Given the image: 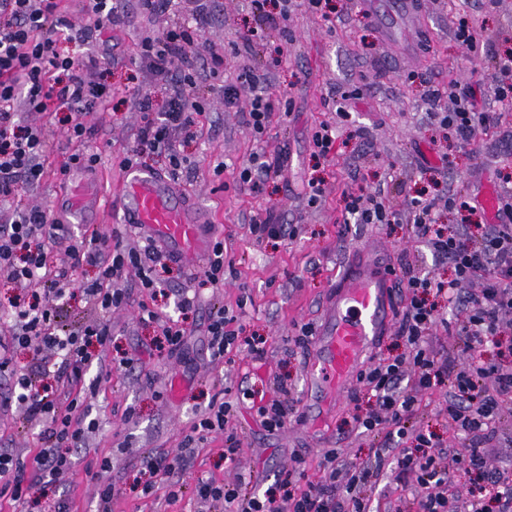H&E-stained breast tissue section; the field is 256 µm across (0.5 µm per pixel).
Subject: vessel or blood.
<instances>
[{
  "instance_id": "b4317fda",
  "label": "vessel or blood",
  "mask_w": 512,
  "mask_h": 512,
  "mask_svg": "<svg viewBox=\"0 0 512 512\" xmlns=\"http://www.w3.org/2000/svg\"><path fill=\"white\" fill-rule=\"evenodd\" d=\"M65 180L70 190L59 212L62 223H80L100 214L102 199L82 167L72 166ZM119 197L124 223L171 257L194 265L208 252L210 244L199 230L200 213L161 175L135 167L124 170ZM393 282L388 270L372 266L341 283L308 352L307 379L317 396L301 418L302 427L323 424L337 401L350 392L379 337L390 331L395 319Z\"/></svg>"
}]
</instances>
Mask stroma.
<instances>
[{"label":"stroma","instance_id":"stroma-1","mask_svg":"<svg viewBox=\"0 0 512 512\" xmlns=\"http://www.w3.org/2000/svg\"><path fill=\"white\" fill-rule=\"evenodd\" d=\"M394 31L384 32L367 12L363 0H336L329 17L297 8L289 25L295 40L284 52L260 27L249 0H212L211 18L202 33L194 94L204 111L199 117L202 135L181 148L184 158L175 186L198 211L210 218V236L224 240V285L198 288L202 267L179 262L154 266L162 290L151 296L138 287L136 276L123 280L134 300L154 303L160 313L178 317L174 289H198L200 302L187 327L199 330L213 311L225 308L234 315L239 339L263 337L266 352L256 361L233 352L223 361L210 357L206 337L188 339L189 356L157 354L149 348L150 326L137 324L133 310L114 313L112 337L96 352L108 369L92 401L91 418L97 423L88 447L76 449L75 473L37 487L25 503L0 501V512H43L54 501L65 500L69 512H100L98 487L112 484V512H196L193 489L198 478L233 480L248 474L258 489H266L279 470L288 467L292 452L317 466L324 448L338 449L349 461H367L373 453L368 440L352 433L347 420L352 403L343 400L316 433L297 424L269 434L256 422L247 405H239L232 422L241 440L236 461L224 458V437L209 435L181 473L184 496L167 502L168 479L158 476L155 493L143 497L145 476L140 459L149 453L174 452L192 423L213 397L234 401L242 381L271 386L274 376H287L291 396L305 401V350H290L289 340L301 325L319 326L338 278L352 251L367 247L390 264L406 256L414 266L444 277L448 265L433 259L417 241L409 224H345L343 189L381 190L386 203L404 210L407 197L418 191L431 194L476 196L489 184L507 191L504 174H512V111L494 100L482 107L501 115L500 122L480 134L475 145L460 146L443 139L429 119L426 93L446 86L449 79L471 80L470 64L453 38L459 17L471 14L483 22L490 40L512 38V0H419L414 18L398 20L395 0H382ZM122 20L111 30L94 33L89 41H63L59 50L71 57L94 52L110 65L106 79L114 89L99 111L84 115L93 133L83 151L98 154L91 174L104 195L112 196L122 170L120 160L134 149L138 114L129 88L143 83L138 43L147 25L136 0H121ZM252 33L254 54L239 47L243 33ZM222 56L224 68L211 74L210 58ZM255 67L268 77L267 91L290 98V116L273 113L262 140H255L246 125L250 99L224 107L219 85L235 81L242 68ZM360 97H352L355 88ZM342 106L344 121H337L335 106ZM29 124L43 129L50 145L47 174L22 196L23 203L57 210L66 189L60 168L73 152L64 134V113L29 112ZM340 122L336 156L328 161L311 155V136L324 122ZM287 157L282 175L255 194L240 189L237 173L259 150ZM319 178L325 194L309 206L307 184ZM274 210L282 223L301 225L295 240H256L249 230L252 218ZM181 391H173V379ZM132 418H125V411ZM40 449L38 430L22 410L0 414V450L33 458ZM108 468H101V460Z\"/></svg>","mask_w":512,"mask_h":512}]
</instances>
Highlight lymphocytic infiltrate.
I'll return each instance as SVG.
<instances>
[{
    "instance_id": "obj_1",
    "label": "lymphocytic infiltrate",
    "mask_w": 512,
    "mask_h": 512,
    "mask_svg": "<svg viewBox=\"0 0 512 512\" xmlns=\"http://www.w3.org/2000/svg\"><path fill=\"white\" fill-rule=\"evenodd\" d=\"M208 0H188L195 26L169 24L165 16L171 0H138L153 28L142 37L139 55L147 80L163 86L168 96L156 109L150 94L134 95L139 114L136 147L124 157L121 168L136 165L143 154L166 150L171 171L182 164L180 146L198 134L202 107L195 87V45L198 25L208 14ZM87 25L75 26L63 0H0V279L30 285L38 295L28 301L17 296L5 309L10 333L0 337V368L10 369L13 388L0 398V408L17 407L40 426L43 445L31 463L0 453V498L24 501L35 488L53 481L73 468L70 451L84 447L96 429L89 421L87 399L94 394L85 376L92 367L95 346L104 345L110 334L109 316L136 307L141 323L156 327V351L175 352L184 344L183 322L163 317L147 303L132 304L130 292L116 288L117 280L135 274L140 288L156 290L150 261L160 251L148 245L137 250L121 240L86 232L57 259L51 245L68 234L49 209L21 206L17 200L44 175L49 142L41 128L25 123L22 112H65L68 141L81 143L89 128L83 113L107 102L112 89L104 83L106 61L89 53L75 59L63 55L64 40L86 41L94 32L118 24L114 0H85ZM454 38L465 55L483 64L493 58L491 80H475L460 86L449 79L446 88L431 89L427 99L430 117L449 137L470 145L481 131L498 121L493 112L481 111L477 99L490 96L512 105V50L496 52L477 20L460 18ZM180 69H173V61ZM264 75L247 69L237 83L224 86L225 105L249 96L247 125L263 135L272 113L283 111L281 100L267 95ZM346 210L359 224H396L407 219L412 234L426 245L437 261L448 263L450 278L418 271L400 262L398 284L401 311L394 331L401 353L371 358L357 378L359 389L371 397L369 408L355 407L353 428L378 440L373 463L349 462L337 449L322 450L317 474L307 461L294 455L292 465L281 470L264 492L250 488L244 477L224 483L198 479V512H378L368 493L386 466H396L397 479L408 493L395 512H486L482 499L460 500L455 493L456 474L477 475L490 484L498 512H512V472L493 466L485 457L487 445L499 440L512 444V434L500 427L504 412H512V339L502 340V328L512 317V196L505 198L501 224L481 223L482 210L467 196H448L445 201L421 196L408 199L406 214L386 205L379 192L359 190L345 195ZM457 211L459 224L438 223V206ZM94 268V279L76 283L77 269ZM99 310V320L72 331L59 322L60 302L71 288ZM455 306L456 320L448 322L437 309L436 299ZM457 337L462 344L459 359L437 350V332ZM27 351L31 370L15 368L17 351ZM447 387L448 399L440 413L449 432L462 436L463 450L451 465H444L442 435L416 421L424 399L438 387ZM275 397L260 399L257 412L268 431L291 423L296 411L282 379H274ZM235 412L231 402L212 400L173 454H149L141 467L149 478L142 494L154 488V476H171L169 497L178 500L184 484L177 480L193 445L213 432L224 434V456L234 459L241 443L229 422Z\"/></svg>"
}]
</instances>
